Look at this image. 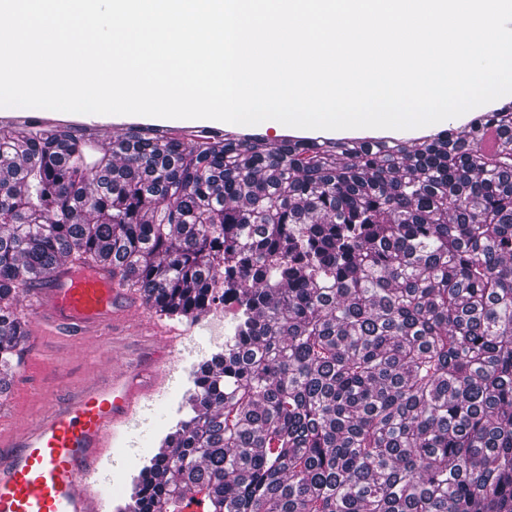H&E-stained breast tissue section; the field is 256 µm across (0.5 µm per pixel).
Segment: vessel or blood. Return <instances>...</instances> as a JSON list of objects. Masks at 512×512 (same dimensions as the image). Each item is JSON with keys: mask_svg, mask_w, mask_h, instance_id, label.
Returning a JSON list of instances; mask_svg holds the SVG:
<instances>
[{"mask_svg": "<svg viewBox=\"0 0 512 512\" xmlns=\"http://www.w3.org/2000/svg\"><path fill=\"white\" fill-rule=\"evenodd\" d=\"M127 296L111 267L66 264L32 290L27 330L33 336L109 338L116 307ZM137 333L153 342L145 363L114 355L104 380L84 384L61 402L44 397L37 415L0 436V512H109L116 483L101 481L99 473L112 452L113 432L166 380L163 357L175 349L155 320L140 321Z\"/></svg>", "mask_w": 512, "mask_h": 512, "instance_id": "vessel-or-blood-1", "label": "vessel or blood"}]
</instances>
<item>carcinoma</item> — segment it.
Instances as JSON below:
<instances>
[{"instance_id": "1", "label": "carcinoma", "mask_w": 512, "mask_h": 512, "mask_svg": "<svg viewBox=\"0 0 512 512\" xmlns=\"http://www.w3.org/2000/svg\"><path fill=\"white\" fill-rule=\"evenodd\" d=\"M66 262L237 306L116 512H512V103L409 146L3 124L1 376Z\"/></svg>"}]
</instances>
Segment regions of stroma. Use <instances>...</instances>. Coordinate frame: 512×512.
I'll return each mask as SVG.
<instances>
[{
  "instance_id": "1",
  "label": "stroma",
  "mask_w": 512,
  "mask_h": 512,
  "mask_svg": "<svg viewBox=\"0 0 512 512\" xmlns=\"http://www.w3.org/2000/svg\"><path fill=\"white\" fill-rule=\"evenodd\" d=\"M47 119L86 125L96 124L100 139L110 142L132 125H148L152 119L139 115H94L50 111ZM235 321L234 307L220 306L196 324L160 317L161 325L181 330L172 372L161 392L142 398L130 425L117 430L113 445L120 456L104 461L105 470H118L123 480H130L138 467L150 458L166 430L177 420L178 407L190 383L195 364L208 358L213 349L223 345ZM110 355L93 354L82 349L76 337L48 336L40 343L21 337L16 345L13 369L5 379L4 395L8 403L0 409V432L38 413L41 398L53 395L64 400L88 380L104 377Z\"/></svg>"
}]
</instances>
